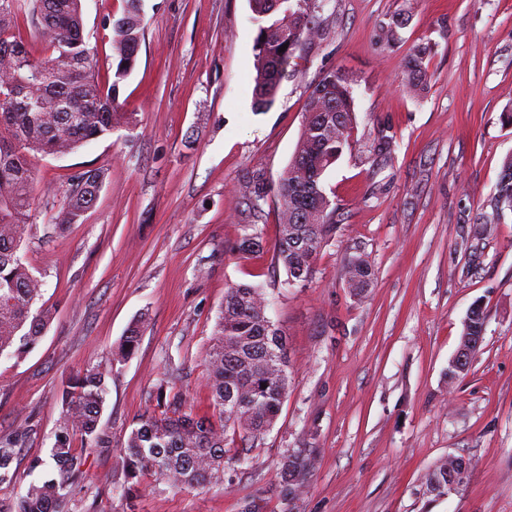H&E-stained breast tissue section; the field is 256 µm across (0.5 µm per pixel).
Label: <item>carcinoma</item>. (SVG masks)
I'll list each match as a JSON object with an SVG mask.
<instances>
[{
    "mask_svg": "<svg viewBox=\"0 0 512 512\" xmlns=\"http://www.w3.org/2000/svg\"><path fill=\"white\" fill-rule=\"evenodd\" d=\"M326 0H249L257 24L253 46L256 75L254 106L270 109L296 53L323 36L319 13ZM35 21L45 54L34 55L18 34V22ZM112 29V82L95 72V51L84 36L83 0H0V357L21 358L40 342L52 313L36 306L43 280L26 265L21 250L32 232L35 174L32 158L67 155L109 134L126 119L119 103L120 85L134 70L144 39V0H123L122 11L105 22ZM403 20L379 26L383 43L401 40ZM285 51H280L282 46ZM427 48L413 50L403 62L405 85L418 94L427 80ZM354 76L332 70L309 91L305 119L294 153L276 191L256 173L242 186L257 218L269 196L276 197L279 236L275 264L287 277L306 281L321 249L336 237L340 204L330 199L323 176L352 148L357 122L352 96ZM105 180L102 169L78 173L62 203L51 209L43 235L50 237L71 224H81L95 205ZM482 212L481 224H498L512 212V156L504 160L499 182ZM375 272L369 256L357 250L342 267L341 277L354 297L364 296ZM267 300L255 286L226 289L218 312L213 343L203 354L207 385L218 416L196 417L188 401L167 392L169 379L156 387L160 414L142 416L121 444V473L113 489L135 512L146 478L174 488H198L224 482L226 433L232 429L255 441L278 419L288 394L286 334L268 319ZM144 316L128 328L106 365L89 366L63 386V417L49 457L30 460L29 470L51 468L57 476L30 483L0 512H68L81 459L74 442L87 440L107 448L110 440L100 424L108 380L118 364L137 349ZM266 387H261V384ZM29 431L0 439V485L16 483L14 463ZM304 449L282 461L283 501L302 492L310 476ZM427 492L448 495V471L434 466Z\"/></svg>",
    "mask_w": 512,
    "mask_h": 512,
    "instance_id": "obj_1",
    "label": "carcinoma"
}]
</instances>
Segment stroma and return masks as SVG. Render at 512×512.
Masks as SVG:
<instances>
[{"label": "stroma", "instance_id": "obj_1", "mask_svg": "<svg viewBox=\"0 0 512 512\" xmlns=\"http://www.w3.org/2000/svg\"><path fill=\"white\" fill-rule=\"evenodd\" d=\"M121 0H84V35L100 80L112 76L105 20ZM406 18L403 41L380 22ZM248 0H145V34L119 101L132 122L63 157L35 161V224H45L76 173L106 177L84 223L32 234L26 259L55 317L26 357L0 360V438L26 427L16 486L48 456L62 383L106 362L135 317L139 346L116 367L101 415L109 447L76 441L82 477L71 512H127L113 493L117 453L132 421L155 409L167 376L209 412L201 356L226 288H263L288 337V396L252 448L228 444L220 485L146 488L136 512H282L280 462L305 449L312 471L297 512H512V213L477 218L512 155V0H328L322 39L306 46L274 106L253 107L257 28ZM430 46L421 96L403 59ZM358 78L355 144L324 178L344 220L305 284L284 287L273 261L276 207L259 223L264 249L235 246L249 222L240 187L262 171L276 187L297 145L308 91L327 71ZM395 140L376 159L380 130ZM375 270L363 298L340 271L354 249ZM485 333L467 372L449 376L473 304ZM471 459L467 482L430 496V469ZM1 486L0 499L15 488Z\"/></svg>", "mask_w": 512, "mask_h": 512}]
</instances>
